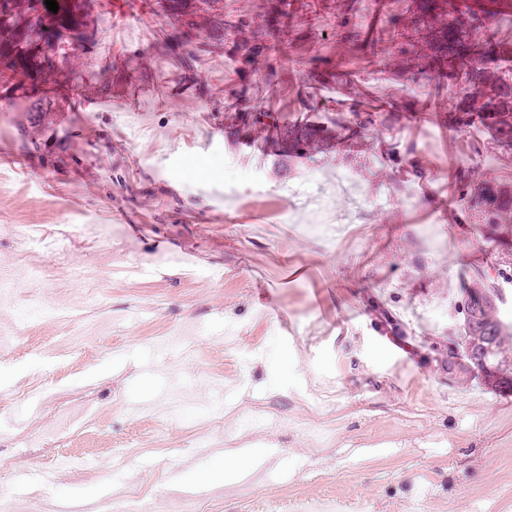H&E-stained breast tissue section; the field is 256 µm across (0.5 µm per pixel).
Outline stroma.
Instances as JSON below:
<instances>
[{
	"instance_id": "1",
	"label": "stroma",
	"mask_w": 512,
	"mask_h": 512,
	"mask_svg": "<svg viewBox=\"0 0 512 512\" xmlns=\"http://www.w3.org/2000/svg\"><path fill=\"white\" fill-rule=\"evenodd\" d=\"M418 6L291 0L290 56L274 80L243 81L232 42L176 61L163 53L171 26L148 0H99L75 61L108 93L79 90L43 127L0 109V156L15 164L0 176V275L18 281L0 298V334L33 339L21 360L0 348V396L63 385L55 403L0 422V497L17 512H109L134 492L146 512H176L192 493L247 512L236 495L247 481L293 510L333 499L363 512H512L507 387L448 362L457 290L473 270L508 273L500 316L512 322V234L480 223L457 190L464 169L512 188V154H495L483 128L449 129L451 85L410 82L394 58L346 39L351 29L387 38L390 19L411 23ZM303 93L389 101L402 117L292 168L265 133L246 146L231 138L249 102L308 118ZM202 131L214 141L206 150L193 141ZM33 136L44 152H30ZM30 225L69 233L68 256L25 244ZM169 250L198 256L195 269L167 261ZM76 267L96 273V288L75 281ZM88 302L104 312L85 331L88 357L52 369L69 322L40 310ZM174 328L186 348L158 349L155 337ZM181 383L194 401L173 423L162 408ZM75 391L99 428L76 448L79 465L48 483L40 463L54 449L25 436L53 427ZM267 407L280 427L254 436L240 426ZM131 424V455L112 460L113 435ZM201 431L249 470L198 484L196 471L223 464L217 449L195 447Z\"/></svg>"
}]
</instances>
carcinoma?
Returning a JSON list of instances; mask_svg holds the SVG:
<instances>
[{
	"mask_svg": "<svg viewBox=\"0 0 512 512\" xmlns=\"http://www.w3.org/2000/svg\"><path fill=\"white\" fill-rule=\"evenodd\" d=\"M44 0H7L0 11V86L7 92L9 104L41 121L49 112L51 101L41 95L40 85L51 83L59 94L78 89L93 78L61 62L71 57L79 46L94 12L97 0H57L59 9L37 8ZM441 4L435 23L423 29L418 40L401 42L394 48L402 66L417 69L441 85L446 78L457 89V104L448 113V126L462 131L479 125L487 130L497 147L512 151V40L500 37L489 17L474 11L459 14ZM154 12L168 19L172 33L164 50L184 58L209 46L208 38L224 33V0H152ZM289 0H267L264 19L254 23L246 18L233 30L242 71L261 58L267 76L273 77L286 48L292 41L288 25ZM390 123L394 111H369L358 101L349 103V112L331 120V126L312 124L302 119L288 120L263 106H246L239 113V126L246 130L268 132L284 158L307 155L318 147L328 131L343 140L360 138L375 127L376 118ZM461 202L477 212L487 224H505L512 216V193L501 186L485 183L473 186L469 171L459 174ZM499 278L478 270L459 288L462 328L460 342L477 341L490 345L484 353L489 365L501 359L502 336L512 327L498 318L497 307L485 301L489 293L501 301Z\"/></svg>",
	"mask_w": 512,
	"mask_h": 512,
	"instance_id": "carcinoma-1",
	"label": "carcinoma"
}]
</instances>
